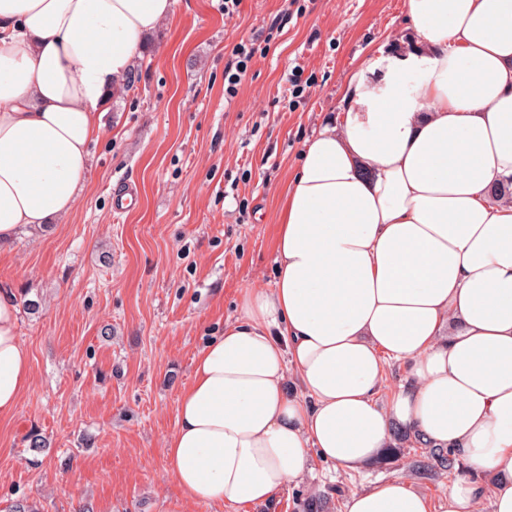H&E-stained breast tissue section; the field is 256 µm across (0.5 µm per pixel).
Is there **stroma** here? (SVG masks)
Masks as SVG:
<instances>
[{"label":"stroma","mask_w":512,"mask_h":512,"mask_svg":"<svg viewBox=\"0 0 512 512\" xmlns=\"http://www.w3.org/2000/svg\"><path fill=\"white\" fill-rule=\"evenodd\" d=\"M222 3L177 0L136 83L112 98L72 212L0 247V286L39 303L19 311L32 381L0 421V512L25 497L44 512H171L164 445L196 354L243 289L273 286L279 194L348 76L409 42L407 0H240L230 17ZM243 41L255 54L229 102L224 72ZM119 185L139 195L117 218ZM33 430L48 444L36 466ZM421 452L352 473L312 456L301 481L244 512H297L314 494L345 512L336 490L393 477L438 503L451 480L415 475Z\"/></svg>","instance_id":"1"}]
</instances>
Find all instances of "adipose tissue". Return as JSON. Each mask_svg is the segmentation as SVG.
Listing matches in <instances>:
<instances>
[{"mask_svg":"<svg viewBox=\"0 0 512 512\" xmlns=\"http://www.w3.org/2000/svg\"><path fill=\"white\" fill-rule=\"evenodd\" d=\"M176 0H0V245L67 216L89 144ZM412 45L353 73L283 192L273 287L194 358L166 441L178 505L228 512L345 472L403 428L462 459L439 508L400 478L345 512H512V0H408ZM0 287V419L31 385ZM410 379L387 404L388 363Z\"/></svg>","mask_w":512,"mask_h":512,"instance_id":"adipose-tissue-1","label":"adipose tissue"}]
</instances>
